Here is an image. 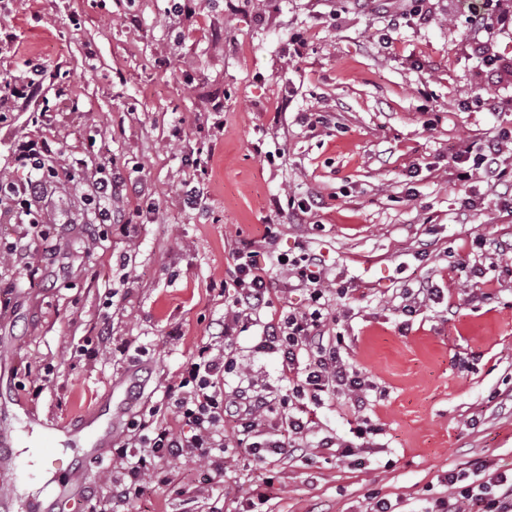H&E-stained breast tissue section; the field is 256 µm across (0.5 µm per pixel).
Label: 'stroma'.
Returning <instances> with one entry per match:
<instances>
[{
	"label": "stroma",
	"mask_w": 512,
	"mask_h": 512,
	"mask_svg": "<svg viewBox=\"0 0 512 512\" xmlns=\"http://www.w3.org/2000/svg\"><path fill=\"white\" fill-rule=\"evenodd\" d=\"M185 2L177 13L172 0H0V75L38 87L0 102V168L31 140L57 170L36 271L0 265V389L49 425L130 390L128 415L159 401L232 315L215 286L249 238L262 262L323 255L328 327L372 384L366 407L326 399L304 451L263 466L225 429L223 474L173 462L131 512H239L266 490L258 512H365L374 493L422 512L444 472L512 468V203L453 164L512 130V71L484 63L512 62V27L474 32L475 0H425L419 13L377 0ZM475 94L490 108L458 109ZM305 112L318 124H301ZM104 155L123 186L108 228L84 204ZM292 199L312 202L303 219ZM477 262L488 269L475 288L462 267ZM422 282L440 296L399 331L401 296ZM343 283L353 292L341 298ZM274 287V306L228 345L271 392L280 361L254 352L262 325L308 304L288 270ZM360 426L371 432L355 456L319 445H355Z\"/></svg>",
	"instance_id": "35a3bbf8"
}]
</instances>
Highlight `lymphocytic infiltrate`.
Returning a JSON list of instances; mask_svg holds the SVG:
<instances>
[{
	"label": "lymphocytic infiltrate",
	"mask_w": 512,
	"mask_h": 512,
	"mask_svg": "<svg viewBox=\"0 0 512 512\" xmlns=\"http://www.w3.org/2000/svg\"><path fill=\"white\" fill-rule=\"evenodd\" d=\"M46 146L23 143L14 169L37 171L38 179L15 183L0 173V198L14 201L26 218L25 236L47 240L49 229L41 220L39 203L44 187L55 175L45 166ZM233 273L219 290L231 294L239 310L225 318L219 338L198 346L186 360L162 399L139 410L129 423L124 443L113 449L120 475L112 479L105 496L87 502L88 512H129L147 478L173 460L206 461L216 471L224 469V424L236 425L237 441L259 463L285 455L290 438H303L313 421L312 409L336 392L349 396L353 413L366 405L368 382L347 365L341 355L342 336L326 330L328 291L323 285L322 255L306 252L293 258L276 257L260 263L253 242L244 241L232 254ZM288 267L305 288L309 304L290 310L264 324L258 351L278 355L287 382L284 393L270 396L254 383L225 392L224 376L239 372L235 357L220 350L253 315L272 307L275 276ZM448 492L432 498L424 512H512V468L468 476L449 472L443 479Z\"/></svg>",
	"instance_id": "lymphocytic-infiltrate-1"
}]
</instances>
